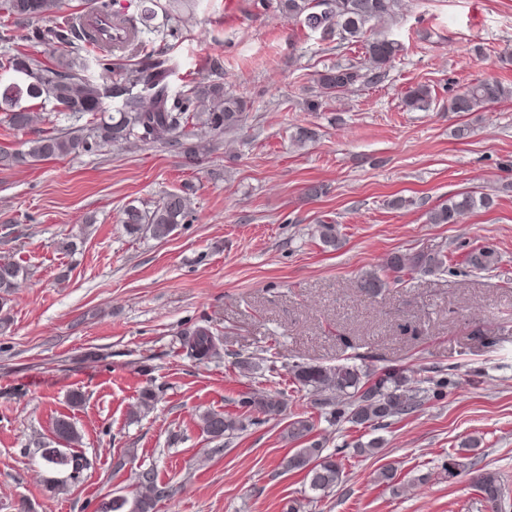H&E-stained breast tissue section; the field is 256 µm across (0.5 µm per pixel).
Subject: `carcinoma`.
Here are the masks:
<instances>
[{"instance_id": "cac0c4a2", "label": "carcinoma", "mask_w": 512, "mask_h": 512, "mask_svg": "<svg viewBox=\"0 0 512 512\" xmlns=\"http://www.w3.org/2000/svg\"><path fill=\"white\" fill-rule=\"evenodd\" d=\"M89 11L112 17L117 25H128L135 32L132 51L138 57L132 64L113 60L107 47L91 49L89 32L79 23L67 19L56 22L60 0H0V16L17 20H37V27L28 37L52 52L54 60L48 66L27 53H7L18 39L15 30L0 24V46L6 49L0 59V112L6 113L9 125L22 130L33 122L29 100H41L42 107L52 112H67L76 117L91 115L97 119L87 135L49 134L28 142L27 149L0 152V166L26 165L40 160L56 159L71 154L92 153L106 146L137 143L173 144L189 156L197 147L188 144L197 131L220 137L239 129L245 115V103L224 92V84L201 80L186 81L175 87L170 81L176 62L153 42L142 37L155 33L161 38L178 34L180 10L185 0H140L134 13L112 9L113 0H88ZM279 10L303 28L320 34L324 40H361L363 60L336 62L317 73L320 98L307 103V110L317 111L323 100L349 91L358 85L376 84L386 75V66L400 51L397 42L374 36V29L394 20L404 7V0H278ZM162 22H156L157 18ZM93 68L112 74V84L105 85L89 71ZM431 90L426 85L409 88L403 103L410 110H425L431 104ZM512 99V87L497 79L481 80L468 86L448 101L450 112H486L496 104ZM494 200L487 195L463 192L451 195L435 206L428 215L431 224H455L464 215L478 209H488ZM191 212L190 199L178 193L168 194L150 210L135 205L126 207L121 217L131 234L148 232L164 239ZM452 257L440 249L393 252L379 268L364 273L356 283L358 292L376 298L387 288L403 283V277L432 274L450 269ZM500 256L491 245H480L461 255L460 265L477 272L498 268ZM24 270L9 259H0V324L8 321L5 307L17 288ZM184 346L196 359L203 360L216 353V338L207 326H198L185 334ZM356 355L334 366L295 363L288 368L297 385L314 397V402L327 408V418L342 425L366 429L390 425V421L408 415L420 407L424 399L439 400L445 390L456 385L452 374L441 367L429 368L426 375L413 379L396 366L370 367L360 363ZM287 407L278 393L261 392L241 403L244 413L230 415L215 410L199 414L202 432L212 440H230L245 430V421L255 416L281 415ZM314 424L299 417L288 424L284 437L290 442H302L288 456L285 467L304 473L310 492L326 494L341 484L345 466L336 453H324L322 443L308 440ZM52 435L57 447L40 445L41 464L52 473L49 487L58 489L67 481L76 480L87 468V460L74 452L82 442L75 423L66 415L52 422ZM481 439L471 438L467 446L448 455L441 475L450 480L469 467V452L479 448ZM375 482L392 489L396 495L415 487L397 478L395 469H379ZM475 491L489 503L507 512L512 501L505 492L502 476L485 470L473 476ZM167 496L166 487L152 468L135 473L132 496L116 495L102 503L101 512H155L158 502Z\"/></svg>"}]
</instances>
